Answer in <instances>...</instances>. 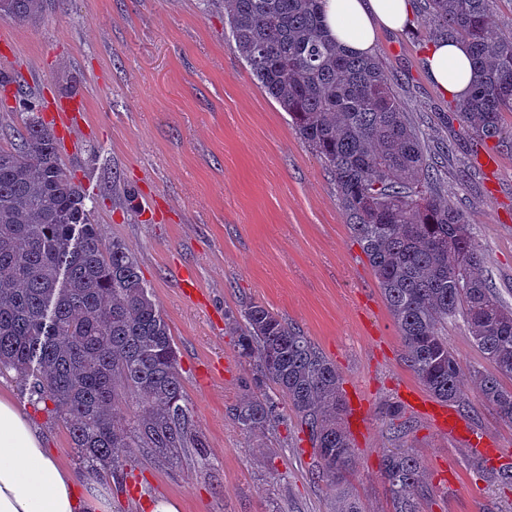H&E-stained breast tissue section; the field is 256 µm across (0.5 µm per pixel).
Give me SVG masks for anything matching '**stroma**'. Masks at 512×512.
Instances as JSON below:
<instances>
[{"mask_svg": "<svg viewBox=\"0 0 512 512\" xmlns=\"http://www.w3.org/2000/svg\"><path fill=\"white\" fill-rule=\"evenodd\" d=\"M377 56L396 78L403 108L431 149L451 145L443 176L486 258L490 286L512 306V149L477 158L448 99L424 65L420 18L379 30ZM25 65L0 93V145L16 143L23 104L82 96L86 115L61 151L96 205L105 235L138 260L173 334L186 403L204 455L177 462L134 451L127 492L100 476L112 512H150L163 496L180 512H333L336 495L311 477L313 455L296 418L248 434L228 409L251 381L231 315L262 302L309 336L335 363L356 465L343 485L364 512H389L384 454L409 450L426 468L420 512H512V490L487 483L462 440L402 402L416 378L374 273L354 242L333 177L288 115L256 84L230 45L223 0H52L33 23L0 21V53ZM193 276L198 298L183 295ZM0 397L18 406L69 470L86 474L63 421L34 407L23 382L0 376ZM411 431L395 438L388 408ZM468 426L512 457V421L476 403Z\"/></svg>", "mask_w": 512, "mask_h": 512, "instance_id": "35a3bbf8", "label": "stroma"}]
</instances>
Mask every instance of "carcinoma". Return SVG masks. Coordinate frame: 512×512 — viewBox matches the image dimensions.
<instances>
[{
  "mask_svg": "<svg viewBox=\"0 0 512 512\" xmlns=\"http://www.w3.org/2000/svg\"><path fill=\"white\" fill-rule=\"evenodd\" d=\"M502 0H425L429 41L460 40L472 53L470 96L448 108L477 145L512 136V37ZM48 0H0V20L40 18ZM321 0H224L234 50L260 89L288 113L301 140L330 170L338 200L368 259L403 346V359L435 399L470 397L512 421V307L490 288L485 256L465 215L441 193L452 148L430 153L409 121L380 58L325 37ZM20 144L0 146V376L14 374L30 401L69 429L91 470L123 491L131 449L174 460L199 452L174 338L136 258L108 240L86 195L61 162L53 129L21 119ZM466 320L490 368L464 371L448 322ZM256 390L231 410L246 433L300 421L314 475L336 487L356 452L343 426V379L297 326L258 301L233 319ZM138 407L122 411L128 398ZM476 467L512 486V462ZM390 512H419L426 469L409 451L384 455Z\"/></svg>",
  "mask_w": 512,
  "mask_h": 512,
  "instance_id": "1",
  "label": "carcinoma"
}]
</instances>
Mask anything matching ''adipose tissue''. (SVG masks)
Wrapping results in <instances>:
<instances>
[{
	"mask_svg": "<svg viewBox=\"0 0 512 512\" xmlns=\"http://www.w3.org/2000/svg\"><path fill=\"white\" fill-rule=\"evenodd\" d=\"M324 30L358 55L373 54L378 30H404L411 0H323ZM427 73L445 97L465 98L474 79L469 47L462 42L432 44ZM97 478H75L45 448L27 417L0 399V512H109Z\"/></svg>",
	"mask_w": 512,
	"mask_h": 512,
	"instance_id": "1",
	"label": "adipose tissue"
}]
</instances>
